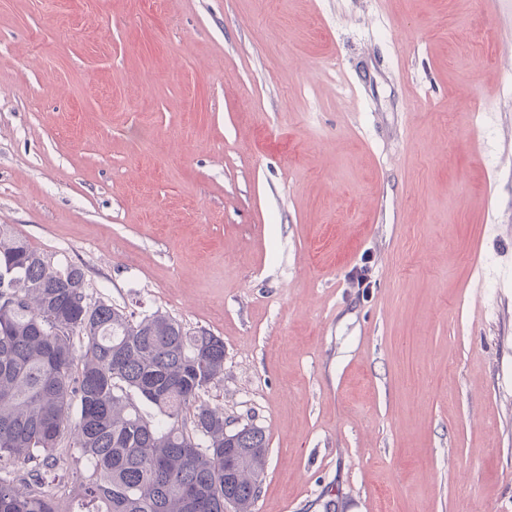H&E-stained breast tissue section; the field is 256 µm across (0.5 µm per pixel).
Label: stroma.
<instances>
[{"mask_svg":"<svg viewBox=\"0 0 512 512\" xmlns=\"http://www.w3.org/2000/svg\"><path fill=\"white\" fill-rule=\"evenodd\" d=\"M498 0H0V224L224 342L253 512H512Z\"/></svg>","mask_w":512,"mask_h":512,"instance_id":"35a3bbf8","label":"stroma"}]
</instances>
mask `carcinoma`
<instances>
[{
    "instance_id": "cac0c4a2",
    "label": "carcinoma",
    "mask_w": 512,
    "mask_h": 512,
    "mask_svg": "<svg viewBox=\"0 0 512 512\" xmlns=\"http://www.w3.org/2000/svg\"><path fill=\"white\" fill-rule=\"evenodd\" d=\"M223 374L220 337L88 302L81 267L0 224V512H252L267 440L256 426L225 438L224 413L200 400ZM71 457L64 507L55 471Z\"/></svg>"
}]
</instances>
